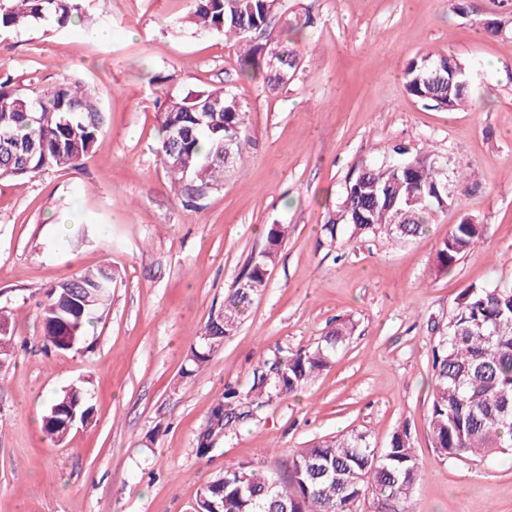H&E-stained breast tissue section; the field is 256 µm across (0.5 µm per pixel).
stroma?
<instances>
[{
  "instance_id": "stroma-1",
  "label": "stroma",
  "mask_w": 512,
  "mask_h": 512,
  "mask_svg": "<svg viewBox=\"0 0 512 512\" xmlns=\"http://www.w3.org/2000/svg\"><path fill=\"white\" fill-rule=\"evenodd\" d=\"M190 0H88L90 23L0 31V73L41 88L70 73L95 88L107 127L72 171L0 180V309L13 331L0 363V512H190L225 466L283 473L299 449L366 433L387 447L407 429L420 480L412 512H512V458L442 460L432 447V348L459 296L512 285V0H281L271 36L298 67L269 89L247 79L237 42L187 24ZM303 21L300 33L287 24ZM109 30L95 40L88 28ZM424 55L465 63L471 104L448 111L411 96L403 71ZM165 76V86L153 83ZM230 88L242 101L245 159L197 206L160 162L165 94ZM431 152L454 202L424 234L326 229L362 164ZM486 234L449 271L435 255L463 217ZM283 240L264 293L203 367L189 356L210 317L266 246ZM113 276L112 297L75 350L43 342L51 286ZM353 333L297 393L234 423L208 451L225 388L247 395L260 361ZM93 413L59 443L43 418L71 385Z\"/></svg>"
}]
</instances>
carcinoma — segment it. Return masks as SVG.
<instances>
[{
	"label": "carcinoma",
	"mask_w": 512,
	"mask_h": 512,
	"mask_svg": "<svg viewBox=\"0 0 512 512\" xmlns=\"http://www.w3.org/2000/svg\"><path fill=\"white\" fill-rule=\"evenodd\" d=\"M87 0H0V30L19 31L53 21L63 28L86 16ZM277 0H193L192 19L206 32L245 41L239 64L245 76H263L270 86L283 83L296 57L268 39ZM276 66L260 68L271 51ZM407 92L454 111L468 99L465 67L447 56L410 61L404 71ZM105 113L95 90L66 77L39 91L21 88L11 78L0 81V180L33 178L52 169H76L94 148L105 126ZM246 113L240 97L226 89H199L166 96L158 132V154L180 195L192 202L224 178V171L244 159ZM448 162L416 157L386 166H367L349 181L344 201L351 212L341 219L358 232L377 225L409 240L425 231L434 214L448 206ZM407 223L396 224L398 212ZM486 232L482 224L460 222L448 232L436 253L437 269L449 270ZM288 226H270L266 247L248 263L240 282L224 300V319H209L193 349L195 368L234 335L253 301L267 288L265 271L277 258ZM112 294V276L83 273L52 287L42 312L45 346L63 350L62 339L81 341L95 311ZM343 323L323 343L301 349L253 380L263 406L301 390L332 363L351 335ZM433 400L429 414L432 444L444 460H484L512 453V286L470 288L437 336L432 349ZM80 401L77 416L92 414L83 390L72 386L49 408ZM238 394L224 392L212 412L207 432L222 433L248 417L237 411ZM273 474L239 463L200 490L201 512H356L355 505L372 496L387 512H405L412 486L420 479L407 430L393 435L376 452L366 434L351 432L303 448L288 472L270 486Z\"/></svg>",
	"instance_id": "cac0c4a2"
}]
</instances>
